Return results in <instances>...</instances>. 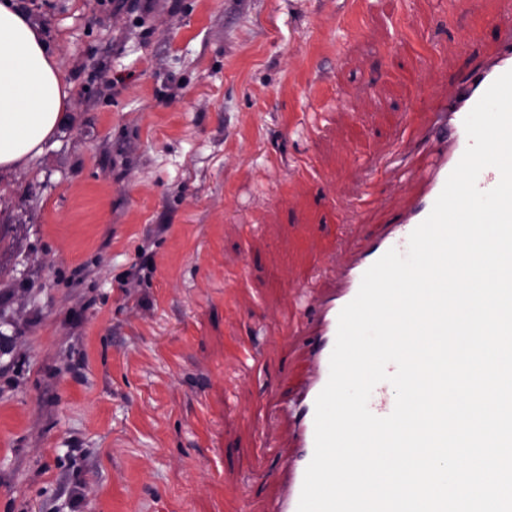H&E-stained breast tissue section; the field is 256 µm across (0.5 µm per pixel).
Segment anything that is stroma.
<instances>
[{
	"instance_id": "1",
	"label": "stroma",
	"mask_w": 512,
	"mask_h": 512,
	"mask_svg": "<svg viewBox=\"0 0 512 512\" xmlns=\"http://www.w3.org/2000/svg\"><path fill=\"white\" fill-rule=\"evenodd\" d=\"M72 103L0 170V512H265L298 288L408 198L386 149L491 53L433 0H16ZM371 179L381 208L345 207ZM243 268L225 280V271ZM254 346L243 366L240 348Z\"/></svg>"
}]
</instances>
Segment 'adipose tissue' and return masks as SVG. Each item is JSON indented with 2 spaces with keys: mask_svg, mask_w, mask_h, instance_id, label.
I'll list each match as a JSON object with an SVG mask.
<instances>
[{
  "mask_svg": "<svg viewBox=\"0 0 512 512\" xmlns=\"http://www.w3.org/2000/svg\"><path fill=\"white\" fill-rule=\"evenodd\" d=\"M72 85L40 28L0 0V169L23 168L58 130Z\"/></svg>",
  "mask_w": 512,
  "mask_h": 512,
  "instance_id": "obj_1",
  "label": "adipose tissue"
}]
</instances>
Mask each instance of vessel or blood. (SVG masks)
Here are the masks:
<instances>
[{"instance_id": "obj_1", "label": "vessel or blood", "mask_w": 512, "mask_h": 512, "mask_svg": "<svg viewBox=\"0 0 512 512\" xmlns=\"http://www.w3.org/2000/svg\"><path fill=\"white\" fill-rule=\"evenodd\" d=\"M487 25L497 34L496 47L488 59L437 96L423 129L407 124L400 127L399 142L423 141L430 145L428 162L411 173L415 186L409 202L393 223L336 263L334 276L324 283L315 304L304 311L296 324L294 333L304 342L311 368L307 379L299 385L294 404L279 409L281 421L292 427V440L299 453L280 472L283 492L270 512H297L304 473L314 452L315 400L329 378L340 311L357 295L365 271L384 253L392 248L406 252L410 234L430 214L468 146L466 115L500 75L512 70V25L498 17L488 18ZM394 404V389L383 382L374 388L368 406L373 414L383 417L392 412Z\"/></svg>"}]
</instances>
